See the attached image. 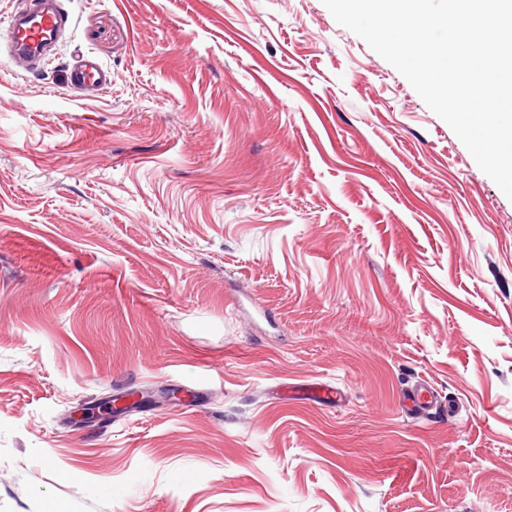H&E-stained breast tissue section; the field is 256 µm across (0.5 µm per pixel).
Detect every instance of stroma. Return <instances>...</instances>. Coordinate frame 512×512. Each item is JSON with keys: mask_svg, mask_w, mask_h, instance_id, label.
I'll use <instances>...</instances> for the list:
<instances>
[{"mask_svg": "<svg viewBox=\"0 0 512 512\" xmlns=\"http://www.w3.org/2000/svg\"><path fill=\"white\" fill-rule=\"evenodd\" d=\"M30 4L0 0V512H512V201L410 83L322 0H61L30 72ZM37 1L28 13L14 15L10 21L8 53L16 65L25 70L39 67L45 44L54 37L62 23V16L55 7L57 0ZM71 85L84 92H98L111 84V74L95 58L78 56L70 70ZM435 393L426 384H421L404 396L403 408L407 414L426 412L436 402Z\"/></svg>", "mask_w": 512, "mask_h": 512, "instance_id": "stroma-1", "label": "stroma"}]
</instances>
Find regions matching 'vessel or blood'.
<instances>
[{
	"instance_id": "vessel-or-blood-1",
	"label": "vessel or blood",
	"mask_w": 512,
	"mask_h": 512,
	"mask_svg": "<svg viewBox=\"0 0 512 512\" xmlns=\"http://www.w3.org/2000/svg\"><path fill=\"white\" fill-rule=\"evenodd\" d=\"M56 3L57 0H34L28 13L12 16L8 52L18 67L25 70L37 68L46 43L54 37L62 23ZM70 83L80 91L98 92L110 85L111 74L95 58L81 56L71 67ZM435 402V393L422 384L405 395L403 408L409 414L422 413Z\"/></svg>"
}]
</instances>
